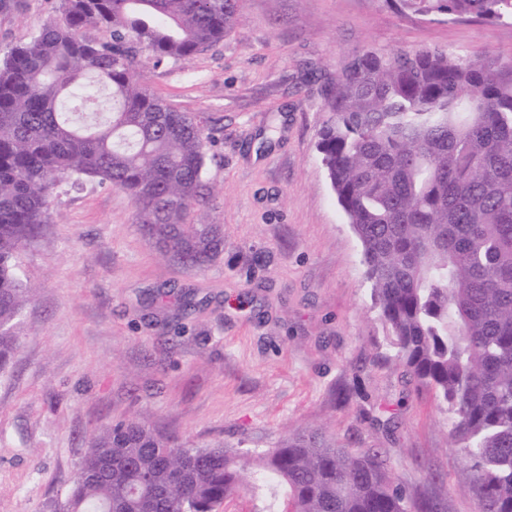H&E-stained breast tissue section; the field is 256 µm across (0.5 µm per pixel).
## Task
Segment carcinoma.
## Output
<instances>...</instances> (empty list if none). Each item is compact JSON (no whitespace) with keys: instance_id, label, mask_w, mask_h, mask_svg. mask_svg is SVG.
<instances>
[{"instance_id":"carcinoma-1","label":"carcinoma","mask_w":512,"mask_h":512,"mask_svg":"<svg viewBox=\"0 0 512 512\" xmlns=\"http://www.w3.org/2000/svg\"><path fill=\"white\" fill-rule=\"evenodd\" d=\"M243 0H61L0 60V370L35 289L16 258L67 188L131 199L160 251L190 271L224 252L202 219L207 121L140 81L143 60L188 61L240 23ZM430 21L512 23V0H387ZM91 28L106 30L98 41ZM317 151L362 247L372 302L417 388L446 405L479 512H512V58L440 46L366 49L327 78ZM278 512H423L383 452L298 433L253 458L136 421L93 431L53 512H217L242 492Z\"/></svg>"}]
</instances>
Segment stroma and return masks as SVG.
Wrapping results in <instances>:
<instances>
[{
  "label": "stroma",
  "instance_id": "obj_1",
  "mask_svg": "<svg viewBox=\"0 0 512 512\" xmlns=\"http://www.w3.org/2000/svg\"><path fill=\"white\" fill-rule=\"evenodd\" d=\"M60 0L0 12V55L57 17ZM437 45L512 56V25L432 22L385 0H244L235 31L184 63L144 61L141 81L209 118L206 182L224 253L201 272L164 257L124 192L59 195L18 257L36 295L0 373V507L50 512L94 429L135 420L196 446L260 452L320 429L381 448L410 494L477 512L471 465L434 395L409 385L373 307L361 246L316 148L320 74L355 53ZM192 292L182 308L161 299ZM356 387L345 404L339 387Z\"/></svg>",
  "mask_w": 512,
  "mask_h": 512
}]
</instances>
